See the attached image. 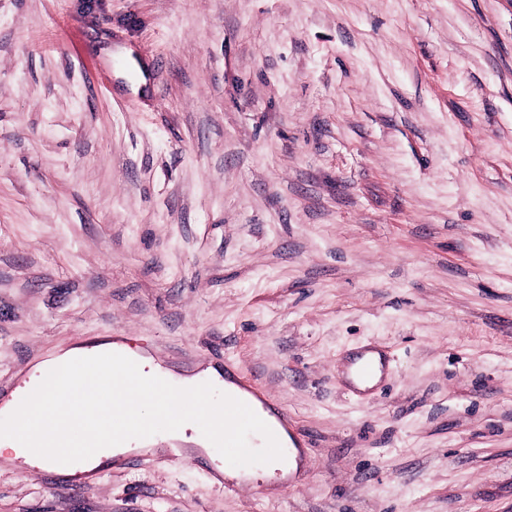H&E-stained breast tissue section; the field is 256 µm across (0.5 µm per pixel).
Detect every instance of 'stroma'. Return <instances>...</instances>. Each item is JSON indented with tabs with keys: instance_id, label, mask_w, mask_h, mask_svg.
I'll return each mask as SVG.
<instances>
[{
	"instance_id": "35a3bbf8",
	"label": "stroma",
	"mask_w": 512,
	"mask_h": 512,
	"mask_svg": "<svg viewBox=\"0 0 512 512\" xmlns=\"http://www.w3.org/2000/svg\"><path fill=\"white\" fill-rule=\"evenodd\" d=\"M120 338L302 471L0 461V512H512V0H0V385Z\"/></svg>"
}]
</instances>
